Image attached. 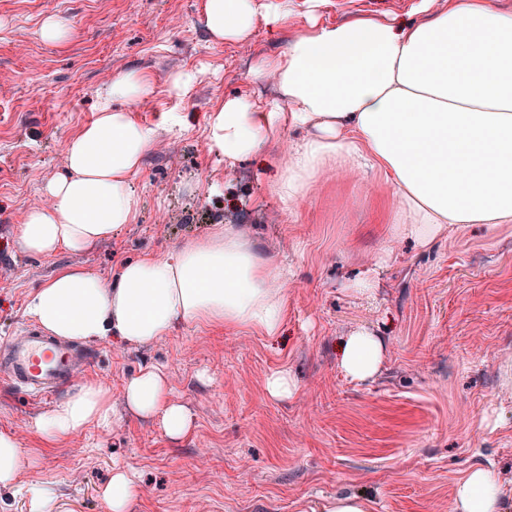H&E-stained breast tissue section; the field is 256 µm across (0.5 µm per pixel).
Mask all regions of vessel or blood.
Here are the masks:
<instances>
[{"label": "vessel or blood", "instance_id": "obj_1", "mask_svg": "<svg viewBox=\"0 0 512 512\" xmlns=\"http://www.w3.org/2000/svg\"><path fill=\"white\" fill-rule=\"evenodd\" d=\"M84 366L78 351L30 325L0 341V376L36 397L58 391Z\"/></svg>", "mask_w": 512, "mask_h": 512}]
</instances>
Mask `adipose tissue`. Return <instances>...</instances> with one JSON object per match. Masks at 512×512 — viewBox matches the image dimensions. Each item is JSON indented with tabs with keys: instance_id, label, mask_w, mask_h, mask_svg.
<instances>
[{
	"instance_id": "obj_1",
	"label": "adipose tissue",
	"mask_w": 512,
	"mask_h": 512,
	"mask_svg": "<svg viewBox=\"0 0 512 512\" xmlns=\"http://www.w3.org/2000/svg\"><path fill=\"white\" fill-rule=\"evenodd\" d=\"M433 2L422 0L428 16L415 24L312 22L283 52L253 63L256 77L276 82L280 100L261 108L244 96L227 99L211 123L228 159L253 154L284 125L311 127L275 163L270 188L286 205L331 176L370 175L390 187L379 209L387 243L378 266L402 239L426 246L471 224H512V13L497 0H448L439 9ZM291 13L289 0H206L204 24L214 39L242 43L258 21L284 23ZM155 136L130 113L103 106L68 141L65 172L46 183L51 206L25 213L22 250L83 251L133 223L131 179ZM26 310L50 334L83 342H155L180 321L273 336L288 316V288L238 230L217 224L207 236L125 264L110 280L59 269L29 295ZM340 351V368L354 381L373 376L385 355L365 331L346 336ZM125 396L136 413L160 416L169 436L190 430L162 370H141ZM113 423L109 391L86 383L32 428L48 447ZM26 461L17 436L1 430L0 486H20L29 512H52L43 482L22 479ZM452 497L453 512H502L503 491L483 468L459 479Z\"/></svg>"
}]
</instances>
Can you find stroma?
I'll use <instances>...</instances> for the list:
<instances>
[{
	"mask_svg": "<svg viewBox=\"0 0 512 512\" xmlns=\"http://www.w3.org/2000/svg\"><path fill=\"white\" fill-rule=\"evenodd\" d=\"M415 0H294L287 24L259 23L248 42L214 40L205 0H0V336L28 322V296L62 266L112 278L122 264L172 249L227 224L288 271V317L279 334L180 323L149 346L86 342L92 358L65 392L34 400L0 381V430L37 449L35 474L53 512H109L99 494L112 469L140 487L129 512H297L337 495L370 500L373 512H452L451 490L471 468L493 472L512 512V224L472 225L426 248L404 243L380 268L386 227L367 179H331L295 208L270 191L272 159L301 129L238 161L211 141L210 118L230 97L264 104L271 80L251 64L304 32L310 16L417 22ZM51 16L68 20L58 43L41 36ZM144 73L152 100L129 105L157 131L132 179L135 223L84 252L24 253L17 226L49 202L65 145L94 120L113 78ZM195 80L172 88L176 75ZM373 268V286L348 285ZM380 336L385 360L363 382L339 366L345 336ZM161 368L170 397L192 418L181 438L125 406L140 369ZM285 369L296 389L269 398L264 382ZM95 382L116 412L106 432L90 427L42 447L31 423Z\"/></svg>",
	"mask_w": 512,
	"mask_h": 512,
	"instance_id": "obj_1",
	"label": "stroma"
}]
</instances>
